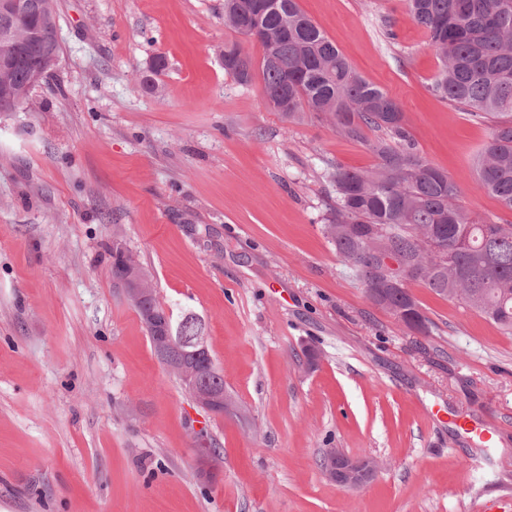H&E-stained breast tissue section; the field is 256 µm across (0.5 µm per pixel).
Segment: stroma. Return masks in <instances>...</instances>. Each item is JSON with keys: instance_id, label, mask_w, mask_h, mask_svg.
Returning <instances> with one entry per match:
<instances>
[{"instance_id": "35a3bbf8", "label": "stroma", "mask_w": 512, "mask_h": 512, "mask_svg": "<svg viewBox=\"0 0 512 512\" xmlns=\"http://www.w3.org/2000/svg\"><path fill=\"white\" fill-rule=\"evenodd\" d=\"M298 5L474 215L511 221L472 169L492 124L435 95L440 61L404 0ZM57 8L58 67L0 114V512H470L480 496L512 512V335L416 283L432 332H408L322 233L325 170L372 167L367 144L288 122L260 79L225 74V43L262 48L225 28L224 0ZM116 238L172 316L202 320L236 414L208 417L156 358L112 278ZM201 431L221 455L210 484ZM327 448L382 467L340 489Z\"/></svg>"}]
</instances>
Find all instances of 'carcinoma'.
<instances>
[{"instance_id": "carcinoma-1", "label": "carcinoma", "mask_w": 512, "mask_h": 512, "mask_svg": "<svg viewBox=\"0 0 512 512\" xmlns=\"http://www.w3.org/2000/svg\"><path fill=\"white\" fill-rule=\"evenodd\" d=\"M253 2L224 0V25L242 36L249 27L265 32L260 71L268 107L292 123L312 116L348 140L366 141L376 158L367 170L332 168L336 208L322 225L364 292L380 291L394 313L417 303L409 284L418 283L512 334V222L473 216L463 204L461 185L416 150L397 102L351 68L297 0H278L279 7L263 11ZM405 5L441 61L433 91L470 116L494 123L473 169L486 192L512 211V0H405ZM37 23L35 13L10 21L21 35ZM25 54L23 64L3 74L14 98H0V112L29 104L36 89L31 70L40 62L42 42H28ZM222 56L224 72L236 82L253 80V59L239 44L224 45ZM165 68V58L155 57L142 72L141 85L156 89ZM368 130L375 133L370 141ZM372 224L385 225L387 236L371 234ZM435 240L448 243V260L444 271L432 273L429 268L438 265ZM387 251L414 270L401 288L385 287L389 271L379 257ZM172 329L180 346L204 331L192 313Z\"/></svg>"}]
</instances>
